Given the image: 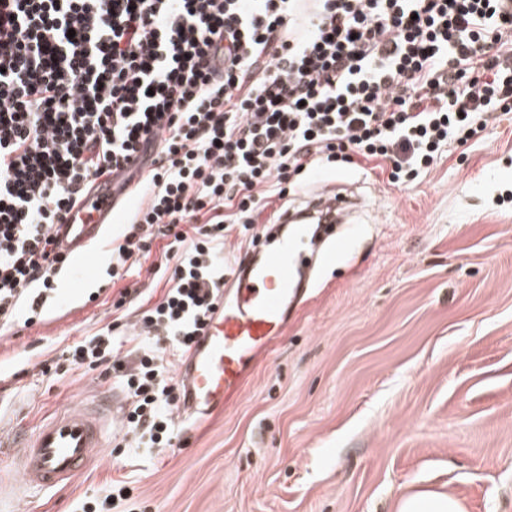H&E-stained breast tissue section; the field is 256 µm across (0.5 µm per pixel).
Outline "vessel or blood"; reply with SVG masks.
<instances>
[{"instance_id": "1", "label": "vessel or blood", "mask_w": 512, "mask_h": 512, "mask_svg": "<svg viewBox=\"0 0 512 512\" xmlns=\"http://www.w3.org/2000/svg\"><path fill=\"white\" fill-rule=\"evenodd\" d=\"M319 204L328 210L321 227L325 233L332 226L355 222L360 211L356 198L329 185ZM117 211L118 197L111 185L95 186L71 211L67 223L56 225L62 252L81 274L91 272V247L115 222ZM348 247V239L340 238L328 253L317 254L308 225L299 223L290 231L261 237L230 274L197 346L179 365V423L204 421L241 399L302 302L317 261H337ZM125 408L120 391H95L34 431L16 435L9 451L0 452V462L11 464L29 490L71 482L104 448L109 427L119 426Z\"/></svg>"}]
</instances>
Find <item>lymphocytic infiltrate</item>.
<instances>
[{"label":"lymphocytic infiltrate","mask_w":512,"mask_h":512,"mask_svg":"<svg viewBox=\"0 0 512 512\" xmlns=\"http://www.w3.org/2000/svg\"><path fill=\"white\" fill-rule=\"evenodd\" d=\"M490 112H512V0H0V333L44 321L55 225L137 160L112 307L158 240L167 288L40 367L122 387L114 447H172L170 360L222 292L226 225L281 218L316 165L409 187Z\"/></svg>","instance_id":"1"}]
</instances>
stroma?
I'll return each mask as SVG.
<instances>
[{"label": "stroma", "instance_id": "35a3bbf8", "mask_svg": "<svg viewBox=\"0 0 512 512\" xmlns=\"http://www.w3.org/2000/svg\"><path fill=\"white\" fill-rule=\"evenodd\" d=\"M335 181L365 221L234 408L184 447H106L74 482L27 498L0 468V512H82L111 479L129 483L125 512H398L422 491L512 512V112L409 189L339 167L290 206ZM109 250L93 246L91 279L60 275L45 322L0 337L1 366L28 363L0 385V439L92 393L93 375L55 381L39 364L112 320Z\"/></svg>", "mask_w": 512, "mask_h": 512}]
</instances>
